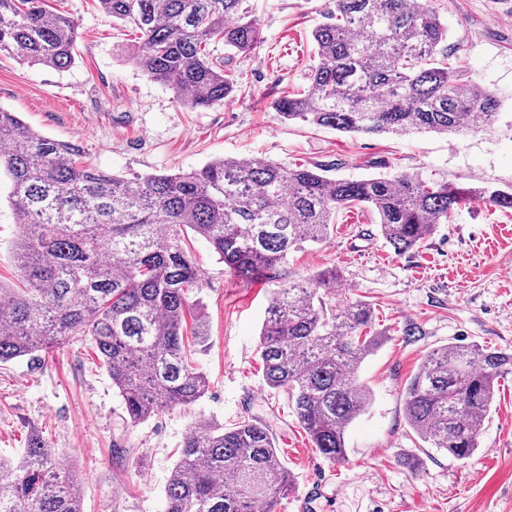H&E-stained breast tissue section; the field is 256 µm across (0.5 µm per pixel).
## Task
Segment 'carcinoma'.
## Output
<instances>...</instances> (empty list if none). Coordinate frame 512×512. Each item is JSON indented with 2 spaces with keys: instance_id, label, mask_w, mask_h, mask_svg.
Instances as JSON below:
<instances>
[{
  "instance_id": "cac0c4a2",
  "label": "carcinoma",
  "mask_w": 512,
  "mask_h": 512,
  "mask_svg": "<svg viewBox=\"0 0 512 512\" xmlns=\"http://www.w3.org/2000/svg\"><path fill=\"white\" fill-rule=\"evenodd\" d=\"M245 0H98L107 16L135 26L129 57L182 106L220 105L237 91L211 40L239 53L260 41ZM77 22L45 0H0V53L33 65L74 63ZM448 29L430 0H333L312 32L317 62L303 93L272 108L284 120L344 133L491 132L500 100L471 91L448 62ZM80 147L54 140L0 108V170L11 181L20 228L15 253L26 288L0 285V363L60 341L94 344L131 423L188 407L207 392L188 359L186 316L201 274L181 244L191 230L227 270L275 285L260 332L266 385L284 392L314 448L345 459L349 426L372 393L359 378L382 345L364 300L330 302L339 271L300 275L288 254L319 244L336 213L364 207L379 233L404 254L474 198L512 210V190L458 187L417 174L329 178L251 158L200 169L124 178L77 160ZM512 373V351L452 344L426 352L401 391L408 425L455 459L479 448L495 383ZM292 486L271 429L198 421L186 432L166 486L165 512H276ZM0 512H82V487L38 434L17 464L0 460Z\"/></svg>"
}]
</instances>
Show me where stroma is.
I'll use <instances>...</instances> for the list:
<instances>
[{
  "instance_id": "obj_1",
  "label": "stroma",
  "mask_w": 512,
  "mask_h": 512,
  "mask_svg": "<svg viewBox=\"0 0 512 512\" xmlns=\"http://www.w3.org/2000/svg\"><path fill=\"white\" fill-rule=\"evenodd\" d=\"M330 0H249L262 38L227 59L238 90L224 104L192 110L129 59L139 33L106 16L96 0H47L76 19L72 66L54 70L0 55V108L33 130L80 146L85 162L132 178L197 169L227 157L320 167L336 179L399 172L476 187L512 188V0H433L448 29V54L473 87L501 101L494 132L355 135L297 121L272 109L301 92L315 63L313 29ZM0 175V282H23L14 259L19 236ZM183 247L200 269L193 294L206 342L189 339L190 359L208 380L194 405L130 423L121 397L86 339L0 363V458L18 462L32 433L55 448L81 479L83 512H164L165 489L188 426L204 419L230 428L247 419L270 426L294 490L276 512H512V374L498 383L479 450L467 460L423 443L408 426L401 391L428 350L479 343L512 351V213L475 199L399 255L365 210H342L327 240L292 253L303 273L338 267L335 300L371 304L385 338L360 376L373 392L349 427L344 461L319 454L284 392L262 374L259 332L272 284L230 277L211 246L187 233ZM415 326L418 337L405 336Z\"/></svg>"
}]
</instances>
